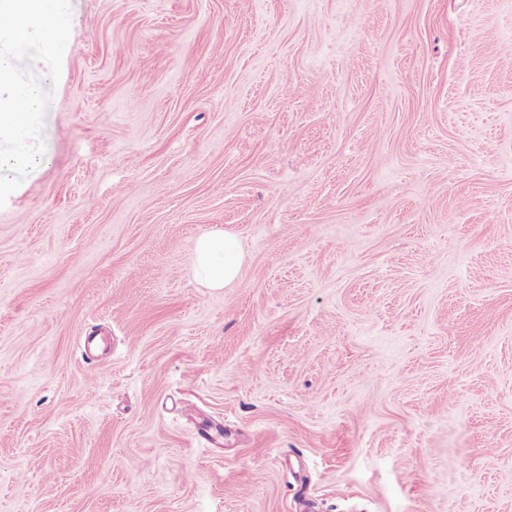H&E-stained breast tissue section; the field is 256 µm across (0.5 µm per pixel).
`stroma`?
I'll list each match as a JSON object with an SVG mask.
<instances>
[{"label": "stroma", "mask_w": 512, "mask_h": 512, "mask_svg": "<svg viewBox=\"0 0 512 512\" xmlns=\"http://www.w3.org/2000/svg\"><path fill=\"white\" fill-rule=\"evenodd\" d=\"M69 6L0 145V512H512V0ZM242 261V244L233 233L205 234L196 241L193 267L210 288L230 287L238 279Z\"/></svg>", "instance_id": "obj_1"}]
</instances>
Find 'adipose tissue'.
I'll return each mask as SVG.
<instances>
[{
  "label": "adipose tissue",
  "mask_w": 512,
  "mask_h": 512,
  "mask_svg": "<svg viewBox=\"0 0 512 512\" xmlns=\"http://www.w3.org/2000/svg\"><path fill=\"white\" fill-rule=\"evenodd\" d=\"M67 0H0V40L8 56H0V140L24 151L29 136L28 119L39 105L35 88L20 82L14 58L40 68L52 52L70 49L67 38ZM243 261L240 239L233 233L205 234L195 244L196 275L212 288L230 287Z\"/></svg>",
  "instance_id": "adipose-tissue-1"
}]
</instances>
